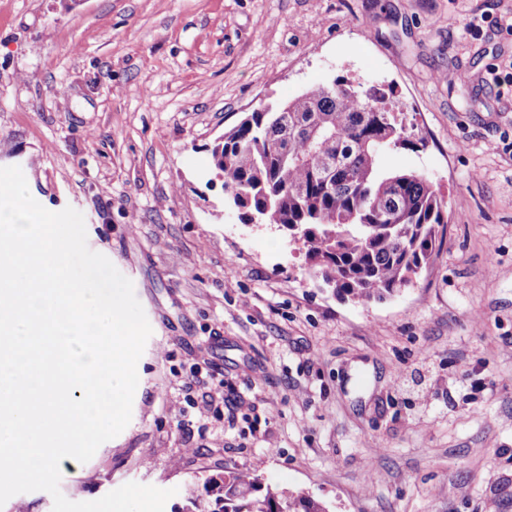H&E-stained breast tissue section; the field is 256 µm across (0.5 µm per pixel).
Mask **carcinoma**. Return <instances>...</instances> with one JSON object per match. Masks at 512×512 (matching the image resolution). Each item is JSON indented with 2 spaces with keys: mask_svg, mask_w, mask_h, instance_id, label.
I'll return each mask as SVG.
<instances>
[{
  "mask_svg": "<svg viewBox=\"0 0 512 512\" xmlns=\"http://www.w3.org/2000/svg\"><path fill=\"white\" fill-rule=\"evenodd\" d=\"M413 144L386 93L344 77L247 114L210 150L230 205L246 219L299 227L312 275L360 305L412 283L432 260L447 203L426 176L384 172ZM174 512H328L319 499L226 470Z\"/></svg>",
  "mask_w": 512,
  "mask_h": 512,
  "instance_id": "1",
  "label": "carcinoma"
}]
</instances>
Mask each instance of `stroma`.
<instances>
[{
  "mask_svg": "<svg viewBox=\"0 0 512 512\" xmlns=\"http://www.w3.org/2000/svg\"><path fill=\"white\" fill-rule=\"evenodd\" d=\"M512 0H0V167L129 278L152 334L132 418L60 490L227 468L330 512H512ZM464 72L468 82L444 76ZM346 77L390 90L439 187L417 281L359 306L242 224L209 150Z\"/></svg>",
  "mask_w": 512,
  "mask_h": 512,
  "instance_id": "35a3bbf8",
  "label": "stroma"
}]
</instances>
